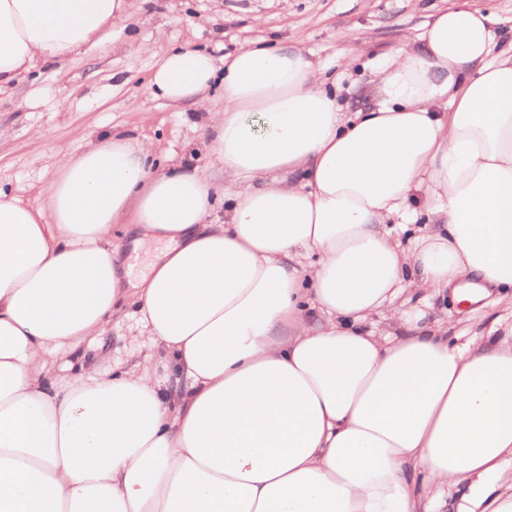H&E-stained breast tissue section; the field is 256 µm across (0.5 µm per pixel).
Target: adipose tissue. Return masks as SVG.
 I'll list each match as a JSON object with an SVG mask.
<instances>
[{"label": "adipose tissue", "instance_id": "1", "mask_svg": "<svg viewBox=\"0 0 512 512\" xmlns=\"http://www.w3.org/2000/svg\"><path fill=\"white\" fill-rule=\"evenodd\" d=\"M125 11L0 0V94ZM418 39L367 112L298 47L220 74L164 52L149 88L208 111L223 222L198 169L156 171L137 137L59 157L47 207L0 193V512H512V322L460 344L402 301L512 288V47L463 0ZM416 192L441 228L406 250L388 227ZM117 227L163 243L146 275ZM127 305L133 367H89Z\"/></svg>", "mask_w": 512, "mask_h": 512}]
</instances>
